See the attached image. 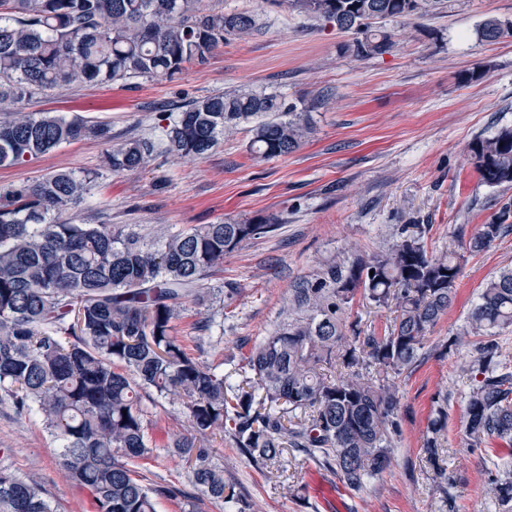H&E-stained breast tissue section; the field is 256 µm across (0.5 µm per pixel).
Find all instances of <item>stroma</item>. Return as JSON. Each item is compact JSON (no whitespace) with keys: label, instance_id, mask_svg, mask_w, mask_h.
I'll return each instance as SVG.
<instances>
[{"label":"stroma","instance_id":"stroma-1","mask_svg":"<svg viewBox=\"0 0 512 512\" xmlns=\"http://www.w3.org/2000/svg\"><path fill=\"white\" fill-rule=\"evenodd\" d=\"M214 4L256 12L261 32L224 44L173 82L75 84L34 97L23 109L106 123L117 141H159L167 119L188 102L244 86L312 105L313 133L293 154L255 160L242 125L204 159L161 152L142 170L104 174L68 213L76 223L174 230L272 218L275 231L243 242L208 279V286L233 291L210 330L197 329L205 312L194 306L177 323L199 362L228 373L277 327L293 288L315 281L327 261L349 266L385 253L413 224L427 252L437 254L470 238L498 203L512 201V186L485 185L468 157L473 139L512 127V36L489 44L476 33L488 17L512 19V0H444L433 14L405 22L391 53L368 59L350 55L349 35L287 8L262 0ZM472 72L479 78L470 83ZM105 150L96 139L61 145L26 165L0 168V187L53 170L100 169ZM508 267L512 231L483 252L464 253L452 306L431 331L423 358L395 378L400 434L389 467L359 492L321 473L347 512H504L489 471L495 464L512 469V446L490 439L470 447L465 408L473 385L469 317L485 284ZM144 407L158 449L141 468L154 483L188 488L184 461L164 450L172 434L190 431L183 407L169 399ZM441 407L448 422L436 469L423 448ZM210 446L225 479L240 486L244 505L164 499L158 512H323L306 491L311 465L275 478L231 441ZM0 467L38 477L59 512H96L89 492L63 474L40 417L17 413L6 400Z\"/></svg>","mask_w":512,"mask_h":512}]
</instances>
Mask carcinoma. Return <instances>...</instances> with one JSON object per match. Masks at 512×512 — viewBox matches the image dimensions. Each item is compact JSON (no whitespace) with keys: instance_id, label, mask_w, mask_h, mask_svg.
<instances>
[{"instance_id":"cac0c4a2","label":"carcinoma","mask_w":512,"mask_h":512,"mask_svg":"<svg viewBox=\"0 0 512 512\" xmlns=\"http://www.w3.org/2000/svg\"><path fill=\"white\" fill-rule=\"evenodd\" d=\"M207 0H0V166H20L62 144L112 140L106 124L55 112H20L38 92L74 84L174 81L205 64L221 45L258 30L250 11L226 13ZM352 33L355 58L389 53L400 34L387 18L422 19L441 0H263ZM496 43L512 21L489 17L477 29ZM242 124L260 160L297 151L313 127L309 112L276 92L239 90L193 101L164 130L165 152L202 159ZM157 145L133 137L112 144L103 168L114 174L147 165ZM469 156L489 187L512 186V128L475 138ZM99 171L55 170L0 190V395L18 413L36 411L60 447L59 464L88 490L98 512H157L161 499L186 497L151 482L135 460L155 445L142 394L177 399L191 432L170 448L187 464L189 483L214 503L242 495L224 480L205 442L228 437L257 469L291 451L337 473L353 491L391 462L399 435L394 378L421 359L427 335L448 311L461 266L454 252L427 253L406 235L391 251L349 269L330 264L314 283L293 289L292 306L255 345L236 375L200 363L176 334L185 303L214 309L203 287L224 256L276 229L269 218L198 224L150 236L137 224H75L76 208ZM512 230V201L465 243L478 253ZM394 309L377 336L347 322L358 292ZM482 337L472 349L483 378L470 392L465 429L471 445H512V372L497 368L496 336L512 328V269L483 288L470 317ZM340 366L332 378L325 369ZM447 413L439 411L424 452L440 457ZM512 501V474L494 478ZM0 512H58L30 475L0 469Z\"/></svg>"}]
</instances>
